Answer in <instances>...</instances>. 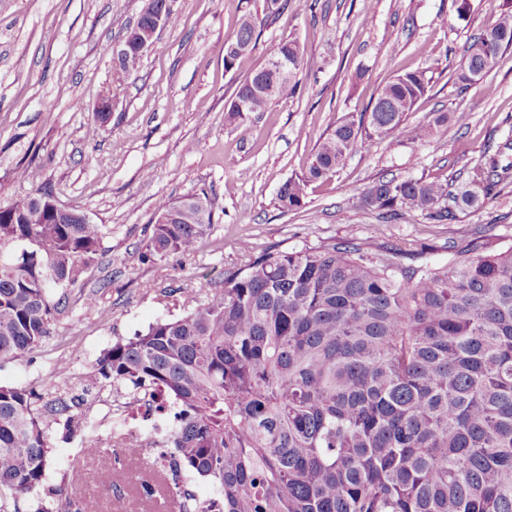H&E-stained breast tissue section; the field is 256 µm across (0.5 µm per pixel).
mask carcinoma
Returning <instances> with one entry per match:
<instances>
[{
    "instance_id": "obj_1",
    "label": "carcinoma",
    "mask_w": 512,
    "mask_h": 512,
    "mask_svg": "<svg viewBox=\"0 0 512 512\" xmlns=\"http://www.w3.org/2000/svg\"><path fill=\"white\" fill-rule=\"evenodd\" d=\"M265 19L245 15L226 45L232 69L252 52ZM512 48V8L466 49L458 79L490 73ZM272 57L288 74L253 72L228 112H263L298 89L295 39ZM406 71L359 119L336 122L309 167L279 187L282 212L306 204L309 186L336 173L358 137L427 142L448 115L410 124L428 90ZM507 141L448 183L382 176L353 195L386 219L418 213L451 224L497 196L512 174ZM0 204V361L38 347L56 329L52 290L79 284L104 229L37 200ZM207 198L160 206L143 258L166 263L193 253L213 228ZM224 273L204 305L161 318L112 343L83 382L108 381L161 399L174 416L176 465L210 480L218 496L197 512H512V246L470 241L443 264L405 265L354 238L288 252L255 253ZM63 399L0 385V512L40 485L48 432L65 419ZM53 416V423L47 422ZM110 483L128 486L121 464Z\"/></svg>"
}]
</instances>
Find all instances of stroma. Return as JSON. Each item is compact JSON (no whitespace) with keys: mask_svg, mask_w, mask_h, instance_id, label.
<instances>
[{"mask_svg":"<svg viewBox=\"0 0 512 512\" xmlns=\"http://www.w3.org/2000/svg\"><path fill=\"white\" fill-rule=\"evenodd\" d=\"M511 1L469 0L462 16L459 0H288L253 52L228 70L225 41L243 14L264 13L265 0H170L173 23L127 72L117 52L148 0H0V202L46 187L109 229L55 331L0 363V385L79 393L78 383L55 378L57 360L87 372L117 339L206 301L242 263L245 241L258 252L344 238L375 252L424 244L436 263L477 237L511 246L512 178L454 224L415 213L386 222L352 200L381 176L447 182L512 138V49L483 85L456 78L467 45ZM285 39L304 55L296 95L230 119L238 84ZM417 69L430 83L408 120L448 113L447 134L392 147L359 139L335 175L310 185L304 207L281 212L279 186L306 170L330 125L359 115L396 75ZM105 95L112 112L103 124L96 109ZM202 192L213 211L210 235L168 264L144 261L159 203ZM49 443L45 480L19 498L17 512H53V486L74 500L100 497L102 512H165L133 486L117 497L102 493L97 477L107 458L80 427L53 426ZM64 449L84 469L78 484L58 466Z\"/></svg>","mask_w":512,"mask_h":512,"instance_id":"obj_1","label":"stroma"}]
</instances>
